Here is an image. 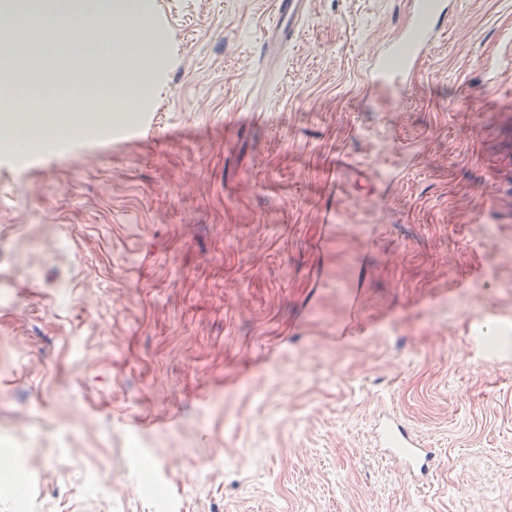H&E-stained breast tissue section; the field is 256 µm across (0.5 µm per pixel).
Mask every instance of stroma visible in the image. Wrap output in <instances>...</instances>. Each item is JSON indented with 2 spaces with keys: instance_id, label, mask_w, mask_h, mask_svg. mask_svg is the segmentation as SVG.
Instances as JSON below:
<instances>
[{
  "instance_id": "35a3bbf8",
  "label": "stroma",
  "mask_w": 512,
  "mask_h": 512,
  "mask_svg": "<svg viewBox=\"0 0 512 512\" xmlns=\"http://www.w3.org/2000/svg\"><path fill=\"white\" fill-rule=\"evenodd\" d=\"M140 0L135 117L0 151V455L27 512H512V0ZM395 412L424 484L373 446ZM307 0H278L269 40L288 41L293 38L298 22L305 15ZM448 17L457 26L466 24L460 15L448 16L446 0L410 1V14L401 37L383 43L370 57L368 81L372 86L392 85L403 91L406 77L418 68L426 50L441 34Z\"/></svg>"
}]
</instances>
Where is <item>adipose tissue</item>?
Returning a JSON list of instances; mask_svg holds the SVG:
<instances>
[{
	"mask_svg": "<svg viewBox=\"0 0 512 512\" xmlns=\"http://www.w3.org/2000/svg\"><path fill=\"white\" fill-rule=\"evenodd\" d=\"M31 16L36 23L27 41L0 33L1 60L26 56L32 61L24 92L0 101L1 146L29 152L83 132V125L51 116L62 99L39 89L47 61L71 85L80 84L85 74H99L103 62H118L112 78L101 77L97 93L64 99L75 114L91 119L92 129L110 126L116 108L137 109L147 91L149 62L162 53L163 43L134 0H45Z\"/></svg>",
	"mask_w": 512,
	"mask_h": 512,
	"instance_id": "adipose-tissue-1",
	"label": "adipose tissue"
}]
</instances>
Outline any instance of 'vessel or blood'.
I'll return each mask as SVG.
<instances>
[{
    "instance_id": "1",
    "label": "vessel or blood",
    "mask_w": 512,
    "mask_h": 512,
    "mask_svg": "<svg viewBox=\"0 0 512 512\" xmlns=\"http://www.w3.org/2000/svg\"><path fill=\"white\" fill-rule=\"evenodd\" d=\"M307 9V0H277L269 38L283 42L293 38L298 22ZM464 26L462 16H449L446 0H411L410 14L401 37L383 43L370 57L368 80L372 86L392 85L405 89L408 74L418 68L426 50L441 33L446 18ZM383 448L396 469L413 479H421L435 466L433 451L423 440L398 420L381 424L376 432Z\"/></svg>"
}]
</instances>
